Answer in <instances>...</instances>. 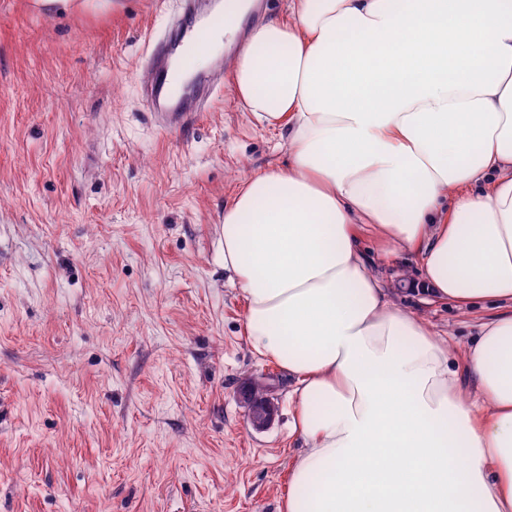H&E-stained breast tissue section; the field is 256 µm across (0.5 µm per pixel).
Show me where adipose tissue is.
<instances>
[{
    "label": "adipose tissue",
    "instance_id": "obj_1",
    "mask_svg": "<svg viewBox=\"0 0 512 512\" xmlns=\"http://www.w3.org/2000/svg\"><path fill=\"white\" fill-rule=\"evenodd\" d=\"M234 71L288 140L221 226L248 344L294 380L284 512H512V0H292ZM366 230L498 313L456 352L390 302Z\"/></svg>",
    "mask_w": 512,
    "mask_h": 512
}]
</instances>
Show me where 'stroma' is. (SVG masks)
Listing matches in <instances>:
<instances>
[{
    "mask_svg": "<svg viewBox=\"0 0 512 512\" xmlns=\"http://www.w3.org/2000/svg\"><path fill=\"white\" fill-rule=\"evenodd\" d=\"M178 5L0 0V512H281L292 382L248 346L220 224L288 149L228 88L157 127L146 59ZM418 271L377 268L470 345L472 316L409 292ZM249 378L274 387L261 431ZM258 390L262 395L258 394ZM270 387L264 383L249 380L245 382L241 390V399L247 412L250 425L256 430L265 429L270 425L275 406L269 396Z\"/></svg>",
    "mask_w": 512,
    "mask_h": 512,
    "instance_id": "stroma-1",
    "label": "stroma"
}]
</instances>
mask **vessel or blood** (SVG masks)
Returning <instances> with one entry per match:
<instances>
[{"label":"vessel or blood","instance_id":"vessel-or-blood-1","mask_svg":"<svg viewBox=\"0 0 512 512\" xmlns=\"http://www.w3.org/2000/svg\"><path fill=\"white\" fill-rule=\"evenodd\" d=\"M228 21L224 13L203 10L201 0H184L183 14L169 34V49H154L150 56L146 97L161 127L193 125L208 107L215 89L223 86L224 71L219 66L203 79L186 74L183 51L191 45L205 47L210 31Z\"/></svg>","mask_w":512,"mask_h":512}]
</instances>
